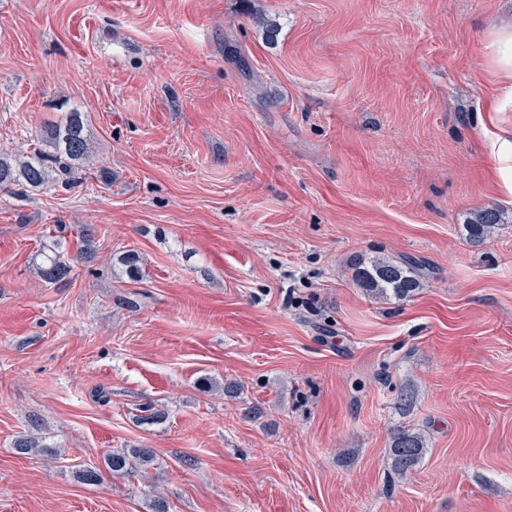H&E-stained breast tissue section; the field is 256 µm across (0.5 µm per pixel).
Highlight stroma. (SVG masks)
Here are the masks:
<instances>
[{"label":"stroma","mask_w":512,"mask_h":512,"mask_svg":"<svg viewBox=\"0 0 512 512\" xmlns=\"http://www.w3.org/2000/svg\"><path fill=\"white\" fill-rule=\"evenodd\" d=\"M511 21L512 0H0V151L73 110L92 144L71 188L0 189V512H512V109L487 49ZM378 256L419 293L372 298ZM398 429L427 439L402 479ZM142 447L151 468L79 476ZM503 223V213L492 206L476 213L464 226L470 243L481 244L498 224ZM69 268L60 254L44 256V260L37 266L39 276L50 284L63 280L68 275ZM356 280L369 294L382 299L411 298L422 288L410 267L379 257L360 262Z\"/></svg>","instance_id":"obj_1"}]
</instances>
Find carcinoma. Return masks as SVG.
I'll return each instance as SVG.
<instances>
[{"mask_svg": "<svg viewBox=\"0 0 512 512\" xmlns=\"http://www.w3.org/2000/svg\"><path fill=\"white\" fill-rule=\"evenodd\" d=\"M84 122L79 112L67 113L61 124L49 127L42 137L43 147L34 149L32 158L21 161L0 153V187L22 185L34 189L47 187L57 176H69L77 165L91 156L85 137ZM504 223L503 213L496 207H487L476 213L465 224L470 243H483L491 231ZM39 276L50 284L63 280L69 266L61 255H48L37 266ZM356 280L369 294L382 299L413 297L422 284L413 270L393 260L373 258L358 264ZM427 447L423 433L411 429H398L393 433L389 455L394 473L403 478L411 473L423 458ZM153 461L150 448H125L104 457V465L112 474H130Z\"/></svg>", "mask_w": 512, "mask_h": 512, "instance_id": "cac0c4a2", "label": "carcinoma"}]
</instances>
